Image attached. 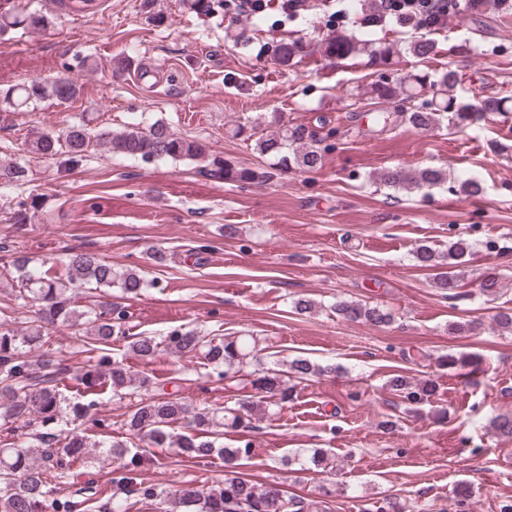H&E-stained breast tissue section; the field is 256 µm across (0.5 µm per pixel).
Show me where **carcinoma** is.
<instances>
[{"label": "carcinoma", "mask_w": 512, "mask_h": 512, "mask_svg": "<svg viewBox=\"0 0 512 512\" xmlns=\"http://www.w3.org/2000/svg\"><path fill=\"white\" fill-rule=\"evenodd\" d=\"M490 10L512 15V0H448V17L465 12L482 15ZM51 21L38 13L19 14L0 12V34L17 28L46 30ZM418 36L410 40L405 51L423 61L436 52L429 35L436 30L414 25ZM309 45L300 39L283 40L273 49V57L281 64L307 53ZM322 54L337 60L354 58L363 52L380 66H387L400 54L398 42L374 44L338 31L320 45ZM77 84L67 76L48 81L0 89V102L13 109L32 102L53 99L64 104L76 97ZM432 93L429 100L422 99ZM368 94L380 103L409 104L402 118L417 131H431L443 124L462 130L474 121L484 120L493 112L512 110V96L482 97L466 95L459 90L455 70L448 69L438 76L425 70L411 72L399 79L382 75L373 82ZM99 146L109 153L132 160H192L203 163L201 171L228 182L252 183L265 177V172L236 167L209 157L200 141L173 132L162 121L148 126L129 124L116 131L109 127L90 130L82 124L72 125L65 134L68 161L82 160L88 150ZM60 140L51 133H42L31 143V152L45 158L58 154ZM260 153L276 160L281 168L313 171L322 166L323 156L306 128L283 126L274 134L258 138ZM28 169L17 163L0 165V184L19 185L27 181ZM380 182L398 189L440 187L445 183L443 173L425 168L411 175L403 169H388ZM472 250L471 241L459 235L448 244L444 256L429 246L416 250V259L424 268L448 266L438 274L437 284L452 292L458 288L454 269L465 263ZM14 256L13 266L20 272L24 288L15 300L26 306L32 299L39 303L38 317L26 328L13 326L10 320L0 321V428L10 433L39 429L29 433L32 443L17 447L9 443L0 446V512H75L79 502L53 497L55 485L63 483L70 468L96 454L118 460L112 470V506L110 512H129L140 505L149 512H308L305 499L288 493L284 487L271 482L259 485L240 471V462L249 457L250 442H239L233 448L216 444V428L226 425L247 429L257 412L269 406L281 407L288 402L291 388L287 377L304 379L330 373V366H319L306 359H294L286 369H251L257 359L256 346L238 336H202L194 330L174 329L167 335H128V311L118 304L86 309L74 305L72 293L78 288L92 287L89 297L98 289L117 286L129 298L136 297L147 281L136 271L118 272L112 264L86 251L67 254L62 270L29 268L25 257L16 256L17 249L10 240L0 241V253ZM336 310L346 319L361 321L373 327H385L393 320L391 312L379 305L340 301ZM83 326L86 330L90 356L78 377L81 398L69 400L60 390L65 368L51 350L45 348L44 328L50 324ZM126 342V348L148 365L160 354L173 356L201 354L216 373V381L236 378L256 391L257 399H243L239 408L220 411L215 408L193 410L169 392L166 386L179 387L144 371H133L123 362L112 359V343ZM392 388L409 402H424L434 393L431 382L411 384L398 377ZM109 392L122 400L131 399L123 421L128 435L148 448H177L182 459L201 461L219 455L224 460V475L215 477L203 486L187 485L170 492L158 483L143 477L141 455L131 452L127 442L112 439V427L103 426L101 438L93 439L81 432H56L65 421L84 419L98 404V396ZM189 419V431L176 433L173 426ZM134 501H129V498Z\"/></svg>", "instance_id": "1"}]
</instances>
